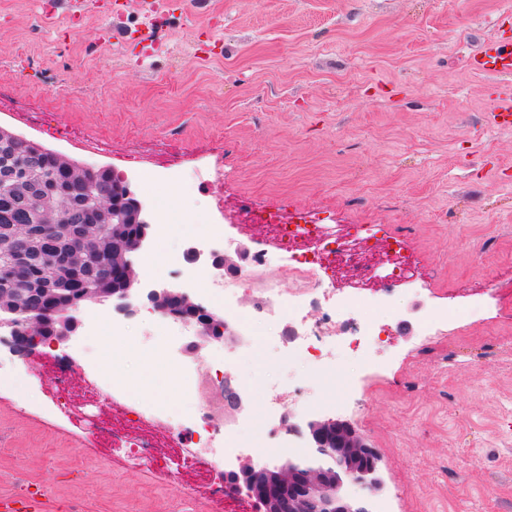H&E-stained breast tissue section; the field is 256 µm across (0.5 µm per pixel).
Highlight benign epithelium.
<instances>
[{"instance_id": "benign-epithelium-1", "label": "benign epithelium", "mask_w": 512, "mask_h": 512, "mask_svg": "<svg viewBox=\"0 0 512 512\" xmlns=\"http://www.w3.org/2000/svg\"><path fill=\"white\" fill-rule=\"evenodd\" d=\"M16 143L28 146L34 156L50 158L64 167L78 187L84 185L89 172L107 181L109 169L80 166L0 127V147ZM117 181L122 192L112 206L103 203L107 196L104 189L93 198L82 199L97 213L96 224L79 223L81 211L70 203L57 201L56 196L67 194L66 190L53 187L41 195V223L35 227L23 225L28 245L27 249L16 251L15 257L21 262L30 256L38 257L47 275L30 289L36 305L24 310L28 317L24 319L23 330L11 317L19 310L17 302L9 292L0 290V346L22 356L32 355L42 342L58 349L67 346L78 324L65 314L85 299L110 304L116 313L131 317L138 313V301L144 298L149 310L180 323L186 322L183 311L190 309L194 340L187 344V349L192 352L201 351L213 341L237 338L235 331L216 324L215 313L188 293L167 287L148 289L141 283L130 256L145 246L151 222L126 178L119 176ZM100 255L107 256L112 266V280L103 279L93 289H81L63 275L64 269L90 264ZM185 259L194 264L204 261L218 271H241L229 255L207 254L195 245L186 249ZM49 314L57 317L60 328L49 336H41L39 330L44 328ZM224 407L234 412L244 409V400L228 375L224 376ZM288 432L305 438L309 447L330 461L317 460L299 466L288 460L274 465H255L243 460L237 469L225 474L226 482L246 492L258 504L259 512H369L368 498L381 488L379 457L353 423L341 418H313L302 425L288 423ZM348 482L360 485L365 494L358 498L345 495Z\"/></svg>"}]
</instances>
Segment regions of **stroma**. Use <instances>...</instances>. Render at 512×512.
Listing matches in <instances>:
<instances>
[{
  "label": "stroma",
  "mask_w": 512,
  "mask_h": 512,
  "mask_svg": "<svg viewBox=\"0 0 512 512\" xmlns=\"http://www.w3.org/2000/svg\"><path fill=\"white\" fill-rule=\"evenodd\" d=\"M511 4L166 0L160 47L145 56L120 36L98 40L111 15L72 25L41 0H0V127L128 175L135 197L169 205L172 221L186 208L223 214L251 252L268 240L241 223L244 204L404 238L417 279L396 287L383 369L336 349L362 410H328L313 391L284 413L353 422L394 512H512V130L488 127L493 79L466 67ZM17 48L27 63L13 61ZM219 161L220 190L204 170ZM127 342L134 377L157 354L190 367L235 348L214 342L196 356L136 329ZM285 346L258 343L239 364L247 409L267 384H310L312 365ZM59 354L0 353V495L46 488L48 512H215L203 470L133 468L97 435L98 418L135 408L124 389L88 401L87 429L60 413Z\"/></svg>",
  "instance_id": "obj_1"
}]
</instances>
